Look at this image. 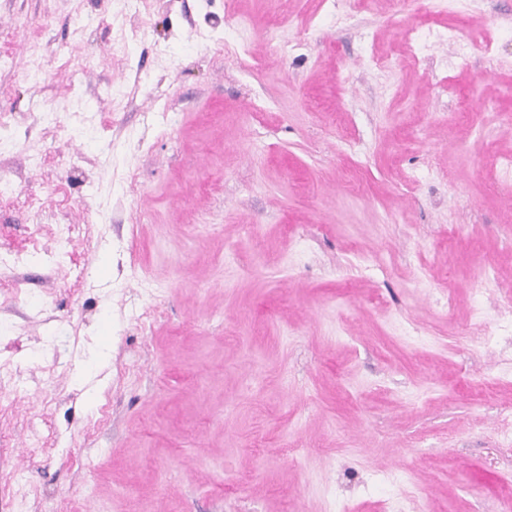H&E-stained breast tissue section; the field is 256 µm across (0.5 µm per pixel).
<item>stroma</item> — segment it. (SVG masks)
Masks as SVG:
<instances>
[{
    "label": "stroma",
    "mask_w": 512,
    "mask_h": 512,
    "mask_svg": "<svg viewBox=\"0 0 512 512\" xmlns=\"http://www.w3.org/2000/svg\"><path fill=\"white\" fill-rule=\"evenodd\" d=\"M0 54V512H512V0H0Z\"/></svg>",
    "instance_id": "35a3bbf8"
}]
</instances>
